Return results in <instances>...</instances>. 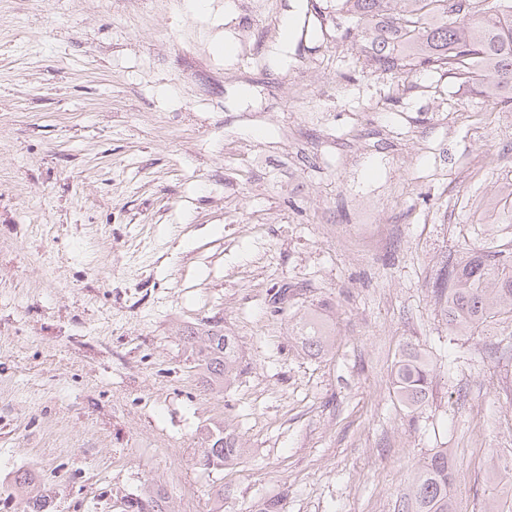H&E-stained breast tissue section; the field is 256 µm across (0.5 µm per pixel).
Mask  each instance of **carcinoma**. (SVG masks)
Returning <instances> with one entry per match:
<instances>
[{
  "label": "carcinoma",
  "mask_w": 512,
  "mask_h": 512,
  "mask_svg": "<svg viewBox=\"0 0 512 512\" xmlns=\"http://www.w3.org/2000/svg\"><path fill=\"white\" fill-rule=\"evenodd\" d=\"M463 15L452 14L453 0H342V7L371 30L375 68L398 72L411 58L429 70L449 72L471 66L478 92L496 102H512V0H470ZM433 294L443 305L448 330L467 335L484 331L500 316L512 319V263L487 250H468L448 256L433 283ZM297 339L313 355L328 352L332 336L319 317H301ZM209 390L227 388L236 379L239 345L236 337L210 327L185 337ZM433 369L420 350L406 345L397 360L393 385L398 401L409 409L429 398ZM245 453L243 438L226 419L206 428L196 464L222 469ZM457 472L448 449L427 457L417 469L408 500L412 512H455L451 488ZM14 483L21 493L23 512H47V499L33 473L19 470ZM121 512H169L163 488L152 486L121 503Z\"/></svg>",
  "instance_id": "1"
}]
</instances>
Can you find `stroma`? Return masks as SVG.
<instances>
[{"mask_svg":"<svg viewBox=\"0 0 512 512\" xmlns=\"http://www.w3.org/2000/svg\"><path fill=\"white\" fill-rule=\"evenodd\" d=\"M339 0H0V512H401L447 449L457 512L512 486V322L454 336L448 255L512 258V104L375 69ZM295 30L282 37L283 18ZM233 46L232 59L215 51ZM283 302H275L279 289ZM319 312L336 338L302 349ZM237 337L230 388L184 338ZM429 400L393 392L405 344ZM229 418L236 463L195 465ZM297 339L312 355H321L332 348L333 339L316 314L302 316L299 321ZM14 483L21 493L24 512H45L47 511V499L36 482L33 473L19 470L14 476ZM167 493L160 486L148 487L140 495L121 503V512H169Z\"/></svg>","mask_w":512,"mask_h":512,"instance_id":"35a3bbf8","label":"stroma"}]
</instances>
